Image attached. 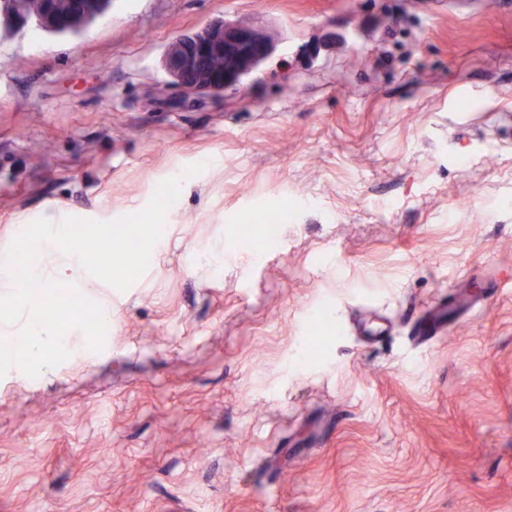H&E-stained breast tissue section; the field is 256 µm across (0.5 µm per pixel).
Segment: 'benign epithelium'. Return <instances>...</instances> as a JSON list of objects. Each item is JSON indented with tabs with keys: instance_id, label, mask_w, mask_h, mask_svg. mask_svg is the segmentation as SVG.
<instances>
[{
	"instance_id": "7a95c632",
	"label": "benign epithelium",
	"mask_w": 512,
	"mask_h": 512,
	"mask_svg": "<svg viewBox=\"0 0 512 512\" xmlns=\"http://www.w3.org/2000/svg\"><path fill=\"white\" fill-rule=\"evenodd\" d=\"M83 7V0H36L32 11L19 13L9 3L0 7V24L21 28L47 20L67 29L76 23ZM268 51L269 43L256 29L218 21L171 41L164 67L181 91L206 93L235 80Z\"/></svg>"
}]
</instances>
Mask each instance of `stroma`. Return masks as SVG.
Returning a JSON list of instances; mask_svg holds the SVG:
<instances>
[{
    "mask_svg": "<svg viewBox=\"0 0 512 512\" xmlns=\"http://www.w3.org/2000/svg\"><path fill=\"white\" fill-rule=\"evenodd\" d=\"M218 20L269 54L173 94L168 44ZM178 176L148 269L73 281L102 350L72 329L0 377V512H512V0H112L0 34V253Z\"/></svg>",
    "mask_w": 512,
    "mask_h": 512,
    "instance_id": "obj_1",
    "label": "stroma"
}]
</instances>
